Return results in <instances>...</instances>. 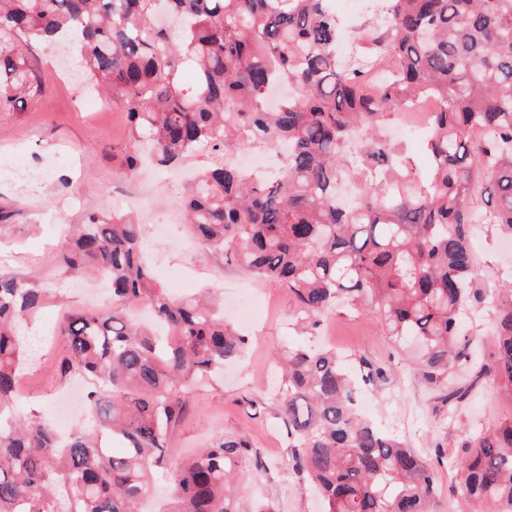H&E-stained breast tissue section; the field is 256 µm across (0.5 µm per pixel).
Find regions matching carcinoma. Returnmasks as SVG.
<instances>
[{
  "instance_id": "obj_1",
  "label": "carcinoma",
  "mask_w": 512,
  "mask_h": 512,
  "mask_svg": "<svg viewBox=\"0 0 512 512\" xmlns=\"http://www.w3.org/2000/svg\"><path fill=\"white\" fill-rule=\"evenodd\" d=\"M330 2L0 0V112L41 93L24 45L74 42L84 74L112 89L158 165L203 147L218 157L181 201L205 247L287 287L311 328L339 301L374 314L395 342L415 344L421 378L450 411L485 380L512 393V290L493 300L496 336L478 365L462 323L486 301L474 287V217L512 236V0H384V28L363 32L350 63L336 56ZM161 13L183 25L161 26ZM385 54L398 74L369 90L361 61ZM427 95L439 109L424 177L384 130ZM275 147L287 165L274 175L232 159ZM143 249L134 216L97 214L62 249L67 268L112 285L107 305L64 312L55 332L61 376L92 385L91 426L64 437L14 410L30 358L21 328L49 290L0 273V512H141L157 476L171 489L165 512H244L238 473L263 468L246 439L224 435L178 462L167 442L197 384L247 340L215 303L163 286ZM280 361L293 468L324 512H428L434 467L358 413L336 352L296 347ZM356 367L363 383H388L366 357ZM458 367L469 382L449 379ZM453 464L475 512H512V420L471 437Z\"/></svg>"
}]
</instances>
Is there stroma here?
Masks as SVG:
<instances>
[{
    "label": "stroma",
    "mask_w": 512,
    "mask_h": 512,
    "mask_svg": "<svg viewBox=\"0 0 512 512\" xmlns=\"http://www.w3.org/2000/svg\"><path fill=\"white\" fill-rule=\"evenodd\" d=\"M333 7L343 29L342 57L353 60L363 30L379 26L382 17L375 6L350 0H334ZM27 56L44 91L23 111L0 112V205L16 210L11 224L0 228V271L36 280L51 292L46 307L28 324V335L55 330L63 311L84 307L80 285L86 277L61 266V247L80 232L89 214L128 212L124 194L135 188L144 199L135 212L156 278L184 296L211 289L224 300L226 317L249 340L222 378L202 384L192 395L190 411L169 441L173 456L189 455L224 434L242 435L264 464L263 470L247 467L241 473L248 504H264L274 512H323L304 475L290 464L288 436L270 383L278 373V352L299 345L361 354L386 365L389 383L361 390L371 402L367 416L421 454H428L437 437L447 436L454 450L476 432L512 419V396L491 384L449 418L413 365L412 349L395 345L368 312L340 303L322 315L316 330L302 332L287 288L198 244L185 223L177 205L187 190L181 175L209 164L211 153L199 151L173 171L147 165L137 178L124 179L132 146L125 112L91 81L61 80L56 47L34 43ZM23 169L42 172L41 182L24 185L17 176ZM472 244L479 287L489 294L512 287V254L497 233L475 225ZM58 355V347L46 348L26 364L16 396L22 414L55 418L60 398L73 388L56 371Z\"/></svg>",
    "instance_id": "obj_1"
}]
</instances>
